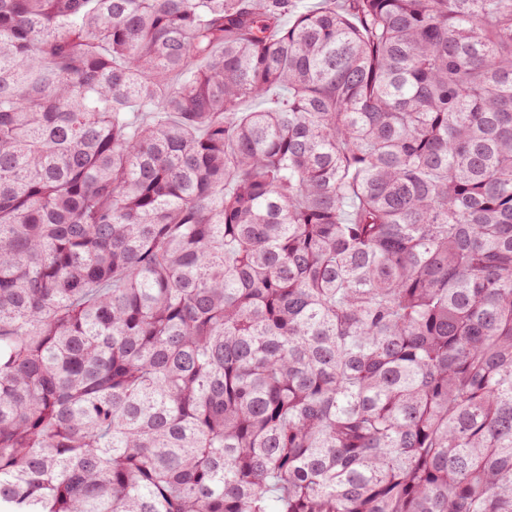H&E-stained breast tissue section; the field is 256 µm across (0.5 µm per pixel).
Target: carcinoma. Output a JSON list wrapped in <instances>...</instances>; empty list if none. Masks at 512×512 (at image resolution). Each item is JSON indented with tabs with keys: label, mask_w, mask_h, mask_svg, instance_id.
<instances>
[{
	"label": "carcinoma",
	"mask_w": 512,
	"mask_h": 512,
	"mask_svg": "<svg viewBox=\"0 0 512 512\" xmlns=\"http://www.w3.org/2000/svg\"><path fill=\"white\" fill-rule=\"evenodd\" d=\"M0 512H512V0H0Z\"/></svg>",
	"instance_id": "1"
}]
</instances>
